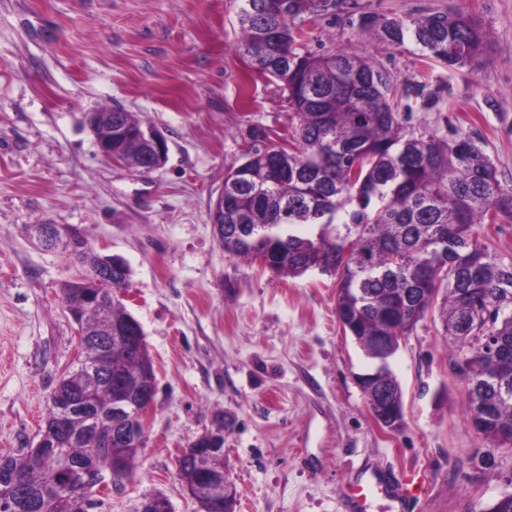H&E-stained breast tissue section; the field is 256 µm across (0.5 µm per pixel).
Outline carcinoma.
<instances>
[{
	"label": "carcinoma",
	"instance_id": "1",
	"mask_svg": "<svg viewBox=\"0 0 512 512\" xmlns=\"http://www.w3.org/2000/svg\"><path fill=\"white\" fill-rule=\"evenodd\" d=\"M329 0H241L237 50L260 73L281 83L291 110L288 146L254 147L224 178V251L251 258L267 248L273 272L300 276L334 263L340 278L336 315L350 324L355 343L372 362H388L393 346L377 353L370 337L406 336L440 303L453 341H480L479 309L503 310L496 335L512 346V259L489 251L474 232L478 224L512 223V188H504L480 139L457 130L438 134L411 124L414 107L441 112L448 99L429 86L432 63L448 71L473 70L484 63L485 36L459 8L417 16L390 17L361 12L349 18L360 32L391 47L412 42L422 58L421 82L399 84L381 64L338 47L316 54L306 49L303 25L326 10ZM135 167L151 157L142 142L112 146ZM131 270L112 273V323L132 319L121 293ZM420 291L419 316L398 312L402 294ZM95 288L77 279L62 289L66 307L78 313L86 332L85 357H101L98 341L108 337L101 312L82 298ZM468 383L497 374L512 388V368L468 351ZM118 368L138 387L155 384L148 351L102 362ZM86 384L73 370L55 390L76 393ZM512 427V398L478 434ZM143 447L107 448L90 440L57 434V447L20 461L19 476L0 473V496L18 501L13 512H80L82 497L72 485L68 464L86 465L112 476V485L132 478Z\"/></svg>",
	"mask_w": 512,
	"mask_h": 512
}]
</instances>
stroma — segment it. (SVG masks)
<instances>
[{
    "label": "stroma",
    "mask_w": 512,
    "mask_h": 512,
    "mask_svg": "<svg viewBox=\"0 0 512 512\" xmlns=\"http://www.w3.org/2000/svg\"><path fill=\"white\" fill-rule=\"evenodd\" d=\"M455 3L488 36L474 71L437 65L443 112L413 121L478 136L512 187V0H344L305 25L316 53L343 46L419 79L412 44L365 38L351 11L417 15ZM239 0H0V455L35 445L60 377L77 363V326L62 299L85 273L30 237L34 224L80 228L132 276L157 394L132 480L103 490L96 512H128L163 492L196 512L176 478L182 448L224 415V467L237 512H482L512 492V448L492 449L466 416L462 352L439 311L390 361L400 428L374 420L355 376L371 360L336 317L335 277L279 276L230 256L210 210L231 166L260 140L285 142L278 84L236 46ZM121 106L160 129L167 162L144 171L108 162L84 116ZM373 477L366 505L354 490Z\"/></svg>",
    "instance_id": "stroma-1"
}]
</instances>
